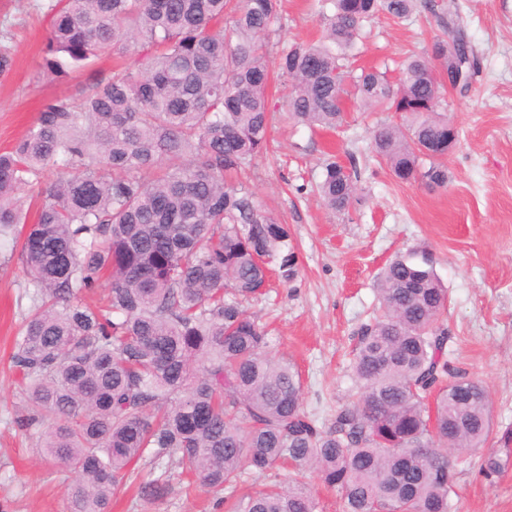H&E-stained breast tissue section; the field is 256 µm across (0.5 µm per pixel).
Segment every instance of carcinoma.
Returning a JSON list of instances; mask_svg holds the SVG:
<instances>
[{"label": "carcinoma", "instance_id": "carcinoma-1", "mask_svg": "<svg viewBox=\"0 0 512 512\" xmlns=\"http://www.w3.org/2000/svg\"><path fill=\"white\" fill-rule=\"evenodd\" d=\"M280 0H53L43 68L82 70L105 51L140 56L52 98L0 153V240L20 244L34 308L12 355L25 379L26 425L43 426V453L75 474L69 512H108L122 486L146 501L165 479L138 462L178 458L213 491L248 465L313 468L345 512H451V459L491 433L486 388L450 368L443 316L448 289L424 257L390 262L379 307L357 333V396L327 427L302 409L295 366L245 308L270 271L298 273L288 225L230 179L267 152L272 69L268 44ZM323 39L281 50L292 84L289 118L335 129L343 94L364 112H400L378 128L375 156L399 182L448 184V118L433 57L409 56L396 84L378 70H347L363 24L412 15L415 0H323ZM55 179L35 223L19 195ZM359 173L325 166L318 192L344 212ZM109 281L107 303L82 297ZM434 397L433 406L426 405ZM228 512H316L297 481L272 482Z\"/></svg>", "mask_w": 512, "mask_h": 512}]
</instances>
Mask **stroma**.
<instances>
[{"label":"stroma","mask_w":512,"mask_h":512,"mask_svg":"<svg viewBox=\"0 0 512 512\" xmlns=\"http://www.w3.org/2000/svg\"><path fill=\"white\" fill-rule=\"evenodd\" d=\"M50 0H0V49L14 67L0 76V151L33 126L42 103L76 94L88 76L109 74L118 55L102 54L85 70L57 79L41 67L50 33ZM280 47L319 39L326 21L315 0H282ZM353 68L388 70L398 79L412 53L462 31L478 59L469 87L444 89L447 115L459 132L447 156L448 185L401 183L373 158L371 131L396 124V112L359 111L346 97L339 130L309 128L286 114L291 86L277 80L269 93L273 144L241 178L257 200L291 230L299 273L272 282L249 311L270 330L277 355L292 359L305 411L329 423L355 391L350 373L357 331L377 303V277L395 256L430 257L448 290L452 366L486 387L491 399L488 448L512 439V0H418L410 18L382 14L366 22ZM356 165L360 205L328 210L317 191L328 161ZM19 252L0 245V512H68L70 473L41 453L37 428L22 426L26 397L11 361L32 302ZM488 448L457 455L453 512H512V464L485 476ZM170 462L167 494L141 499L136 488L117 493L110 512H225V492L178 480ZM295 478L318 502V512H343L340 495L311 470L259 473L245 468L238 494L272 478Z\"/></svg>","instance_id":"obj_1"}]
</instances>
